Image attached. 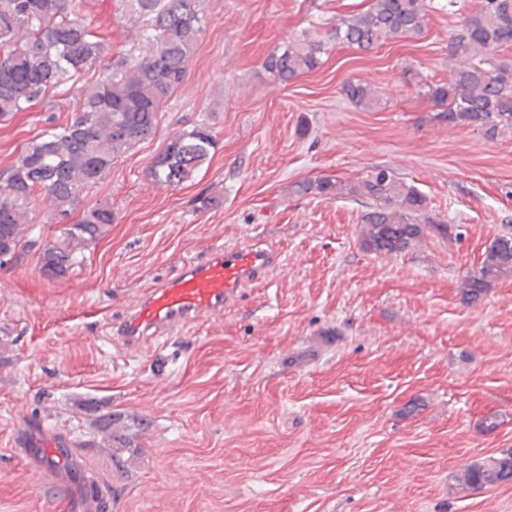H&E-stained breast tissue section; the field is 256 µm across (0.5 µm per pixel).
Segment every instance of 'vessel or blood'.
Instances as JSON below:
<instances>
[{"label":"vessel or blood","mask_w":512,"mask_h":512,"mask_svg":"<svg viewBox=\"0 0 512 512\" xmlns=\"http://www.w3.org/2000/svg\"><path fill=\"white\" fill-rule=\"evenodd\" d=\"M281 265L279 251L251 242L185 263L174 278L148 289L132 305L116 332L131 349L194 321L223 314L244 288ZM58 491L77 498L79 512H102L103 500L87 479L57 483Z\"/></svg>","instance_id":"vessel-or-blood-1"}]
</instances>
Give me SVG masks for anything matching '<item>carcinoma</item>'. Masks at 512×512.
<instances>
[{
    "mask_svg": "<svg viewBox=\"0 0 512 512\" xmlns=\"http://www.w3.org/2000/svg\"><path fill=\"white\" fill-rule=\"evenodd\" d=\"M122 16L137 25L130 48L101 64L108 43L89 29L83 0H0V121H8L43 101L50 91L70 84L75 106L70 122L29 141L0 181V268L24 255H39L51 279L67 275L82 252L112 223V208L95 205L57 240L31 233L29 213L39 192L54 209L66 212L82 194L100 183L112 164L132 145L151 137L161 106L184 82L187 65L205 25L203 0H117ZM427 19L425 0H372L362 14L344 18L331 34L339 43L369 51L385 41L420 34ZM512 44V0H480L462 16L450 38L451 58L464 65L446 86L427 91L444 110L433 120L450 127L475 126L492 138L512 129V63L497 57ZM326 42L302 34L271 52L264 66L288 82L315 69ZM101 69L96 78L86 74ZM343 92L364 109L376 104L369 85L349 81ZM217 144L203 123L176 133L150 167L151 179L179 187L207 162ZM370 200L362 217L360 245L367 252L400 255L435 231L452 238L449 224L424 225L417 214L426 198L414 187L380 169L347 189L328 179L303 181L299 195L331 198L343 193ZM512 276V233L497 235L478 270L463 281V299H483L497 280ZM97 432L120 445L112 434V414L95 419ZM512 479V449L487 464L468 467L465 484L473 491Z\"/></svg>",
    "mask_w": 512,
    "mask_h": 512,
    "instance_id": "cac0c4a2",
    "label": "carcinoma"
}]
</instances>
